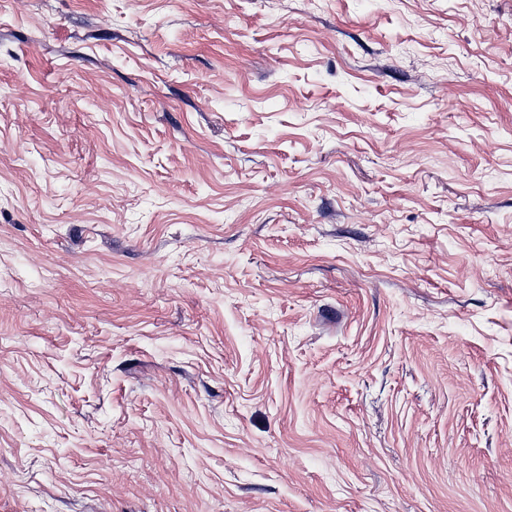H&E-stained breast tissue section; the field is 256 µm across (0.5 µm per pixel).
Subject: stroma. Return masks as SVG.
<instances>
[{
    "mask_svg": "<svg viewBox=\"0 0 512 512\" xmlns=\"http://www.w3.org/2000/svg\"><path fill=\"white\" fill-rule=\"evenodd\" d=\"M0 512H512V0H0Z\"/></svg>",
    "mask_w": 512,
    "mask_h": 512,
    "instance_id": "35a3bbf8",
    "label": "stroma"
}]
</instances>
